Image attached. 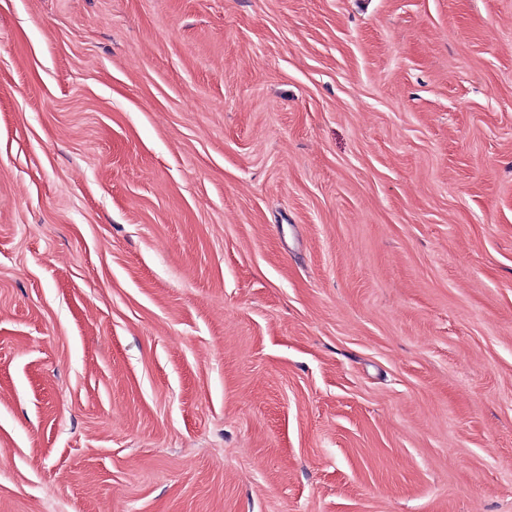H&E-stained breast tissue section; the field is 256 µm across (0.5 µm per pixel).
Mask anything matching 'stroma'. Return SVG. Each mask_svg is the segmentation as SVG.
<instances>
[{
	"mask_svg": "<svg viewBox=\"0 0 512 512\" xmlns=\"http://www.w3.org/2000/svg\"><path fill=\"white\" fill-rule=\"evenodd\" d=\"M0 512H512V0H0Z\"/></svg>",
	"mask_w": 512,
	"mask_h": 512,
	"instance_id": "1",
	"label": "stroma"
}]
</instances>
